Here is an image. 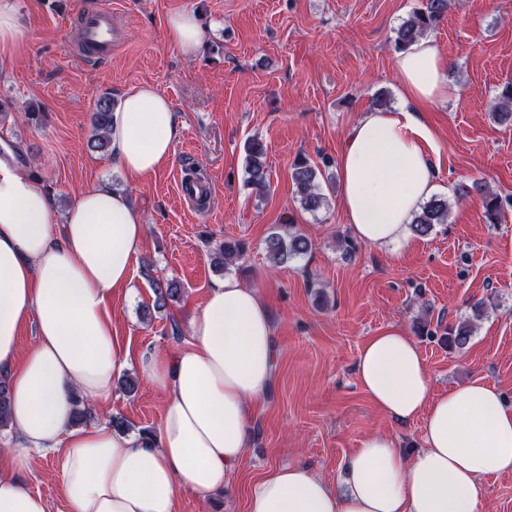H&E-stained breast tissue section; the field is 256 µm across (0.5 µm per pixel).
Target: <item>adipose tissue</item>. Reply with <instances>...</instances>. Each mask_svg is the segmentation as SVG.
Returning <instances> with one entry per match:
<instances>
[{"instance_id":"1","label":"adipose tissue","mask_w":512,"mask_h":512,"mask_svg":"<svg viewBox=\"0 0 512 512\" xmlns=\"http://www.w3.org/2000/svg\"><path fill=\"white\" fill-rule=\"evenodd\" d=\"M398 102L363 113L338 156V206L362 242L399 248L422 204L439 193L437 147L425 112L448 93V60L421 39L397 56ZM171 102L144 85L112 114V157L128 181L174 151ZM146 226L128 195L87 186L56 223L52 198L32 176L0 166V377L8 426L0 450V512H47L16 476L33 452H61L67 512H175L180 491L223 493L249 446V423L274 375L273 325L258 286L214 285L189 346L143 355L139 372L166 404L151 439L104 424L69 426L74 395L101 405L128 363L112 327L111 298L127 291ZM37 341L19 347L25 320ZM356 376L374 406L399 422L422 419L413 453L387 434L366 437L334 490L307 467L269 470L248 512H481L483 478L512 472V407L477 380L435 393L417 342L392 327L370 337Z\"/></svg>"}]
</instances>
